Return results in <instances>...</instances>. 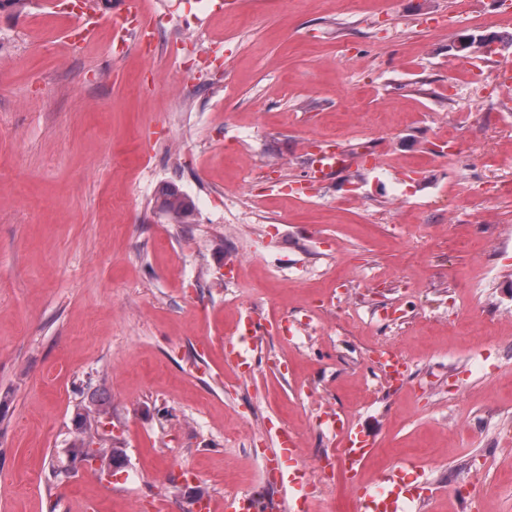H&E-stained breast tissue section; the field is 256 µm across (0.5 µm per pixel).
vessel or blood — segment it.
<instances>
[{"label":"vessel or blood","instance_id":"1","mask_svg":"<svg viewBox=\"0 0 512 512\" xmlns=\"http://www.w3.org/2000/svg\"><path fill=\"white\" fill-rule=\"evenodd\" d=\"M120 6L122 20L117 23L116 29L122 39L139 43L148 40V27L131 22L134 14L140 10L139 0H120ZM357 158V151L346 146L317 147L308 158L309 184L323 183L332 174L350 169ZM245 327L244 336L226 342L225 357L236 365L247 367L251 364L250 352L258 345L263 329L250 316L245 319ZM374 364L389 378L399 379L402 363L399 353L392 348H381ZM327 417L343 437L342 465L350 477L358 512H411V506L419 495L416 485L406 480L401 468L394 466L382 471L376 483L362 482L364 465L375 449L373 436L363 428L346 423L336 411H329ZM273 435L276 445L271 448L270 455L275 463L273 476L284 493L282 499L273 502L254 496H230L219 505L211 498L203 497L195 502L194 512H312L304 470L296 463L299 453L296 438L283 429L274 430Z\"/></svg>","mask_w":512,"mask_h":512}]
</instances>
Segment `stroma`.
I'll return each instance as SVG.
<instances>
[{
	"label": "stroma",
	"instance_id": "obj_1",
	"mask_svg": "<svg viewBox=\"0 0 512 512\" xmlns=\"http://www.w3.org/2000/svg\"><path fill=\"white\" fill-rule=\"evenodd\" d=\"M90 2L88 43L67 0L0 11V512L223 501L265 480L269 422L313 485L327 407L374 435L366 477L413 463V512H512V192L456 160L497 136L512 180V109L457 47L495 35L488 63L512 66L499 0H475L481 27L462 0H146L151 45L117 54L114 0ZM324 140L377 163L300 189ZM248 311L307 326L245 375L224 344ZM389 343L397 391L369 357ZM99 397L126 467L53 478ZM161 209L174 224H188L193 216V200L172 185L162 187L160 191Z\"/></svg>",
	"mask_w": 512,
	"mask_h": 512
}]
</instances>
